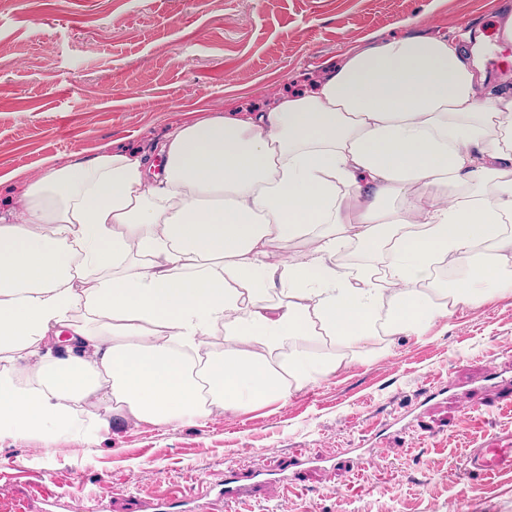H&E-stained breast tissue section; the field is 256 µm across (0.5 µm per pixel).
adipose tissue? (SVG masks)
Returning a JSON list of instances; mask_svg holds the SVG:
<instances>
[{
    "label": "adipose tissue",
    "mask_w": 512,
    "mask_h": 512,
    "mask_svg": "<svg viewBox=\"0 0 512 512\" xmlns=\"http://www.w3.org/2000/svg\"><path fill=\"white\" fill-rule=\"evenodd\" d=\"M482 52L468 32L386 40L271 111L176 124L155 157H49L17 180L0 211V437L283 402L378 335L512 288V77L491 79ZM350 246L364 262L332 263ZM447 256L467 271L450 288L431 274ZM54 337L66 358L45 353Z\"/></svg>",
    "instance_id": "ef3b65f1"
}]
</instances>
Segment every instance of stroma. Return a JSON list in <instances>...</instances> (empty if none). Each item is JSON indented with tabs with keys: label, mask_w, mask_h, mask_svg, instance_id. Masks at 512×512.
Wrapping results in <instances>:
<instances>
[{
	"label": "stroma",
	"mask_w": 512,
	"mask_h": 512,
	"mask_svg": "<svg viewBox=\"0 0 512 512\" xmlns=\"http://www.w3.org/2000/svg\"><path fill=\"white\" fill-rule=\"evenodd\" d=\"M512 0H0V201L15 173L119 141L152 151L190 114L225 101L253 109L372 41L406 34L495 39ZM512 291L459 310L422 336L380 340L286 402L170 425L113 421L94 440L0 438V512L99 492L106 512H142L149 494L198 484L165 512H209L229 477L276 474L240 512H512V475L473 484V442L512 432V403L490 374L512 376ZM431 389L421 413L403 417ZM303 459L331 469L298 471Z\"/></svg>",
	"instance_id": "1"
}]
</instances>
